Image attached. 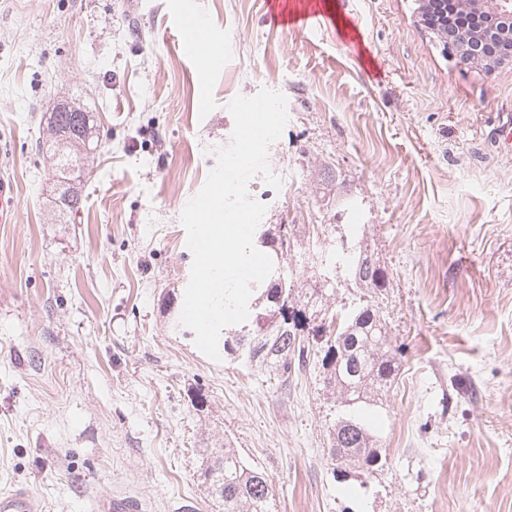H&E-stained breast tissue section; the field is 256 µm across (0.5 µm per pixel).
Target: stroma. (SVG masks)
Returning a JSON list of instances; mask_svg holds the SVG:
<instances>
[{
	"label": "stroma",
	"instance_id": "35a3bbf8",
	"mask_svg": "<svg viewBox=\"0 0 512 512\" xmlns=\"http://www.w3.org/2000/svg\"><path fill=\"white\" fill-rule=\"evenodd\" d=\"M192 2L224 43L204 83L174 32L180 0H0V177L20 203L0 224V492L39 512L119 493L221 512L202 458L229 443L271 480L270 512H512V64H458L415 0H318L313 17L288 0L285 26L278 0ZM264 88L287 98L268 150L282 186L248 191L267 229L299 225L297 286L356 224L389 280L336 289L377 305L403 350L365 489L332 478L313 375L278 385L177 324L181 213L231 140L228 104ZM75 97L98 143L75 222L56 224L40 119Z\"/></svg>",
	"mask_w": 512,
	"mask_h": 512
}]
</instances>
